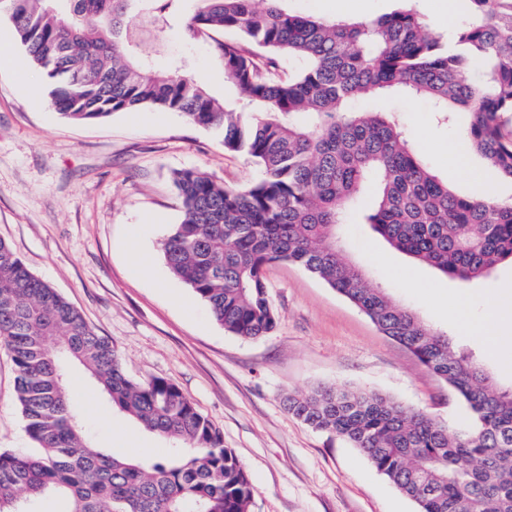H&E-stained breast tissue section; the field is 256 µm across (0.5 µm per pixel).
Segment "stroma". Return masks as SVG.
Segmentation results:
<instances>
[{
  "mask_svg": "<svg viewBox=\"0 0 512 512\" xmlns=\"http://www.w3.org/2000/svg\"><path fill=\"white\" fill-rule=\"evenodd\" d=\"M286 6L294 14L361 20L398 3L287 0ZM233 37L219 30L191 42L175 21L137 53L158 69L185 60L187 73L221 99L234 89L213 46ZM2 53L14 62L0 63V239L112 342L128 375L175 383L222 432L252 484L251 512H418L362 452L304 424L284 398L319 386L371 391L449 427L463 426L470 413L444 381L297 265L266 268L277 325L246 340L226 332L164 261L162 243L183 218L174 171L196 169L237 186L259 181L262 169L179 112L146 106L68 121L50 103L47 75L23 63L11 24L0 18ZM381 105L400 115L423 159L459 194L512 198V182L476 153L449 170L448 144L459 141V130L436 124L427 101L396 96ZM365 215L351 208L343 242L369 284L450 333L457 350L474 352L498 385L512 387V356H494L453 333L448 321L449 306L462 296L475 319L492 301L512 303V264L459 283L390 248ZM68 377L81 389L82 430L96 447L138 459L167 452L168 442L113 409L81 369L70 368ZM14 378L0 345V452L31 453Z\"/></svg>",
  "mask_w": 512,
  "mask_h": 512,
  "instance_id": "obj_1",
  "label": "stroma"
}]
</instances>
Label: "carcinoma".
<instances>
[{"label": "carcinoma", "instance_id": "cac0c4a2", "mask_svg": "<svg viewBox=\"0 0 512 512\" xmlns=\"http://www.w3.org/2000/svg\"><path fill=\"white\" fill-rule=\"evenodd\" d=\"M181 0H0L28 61L46 71L51 103L85 122L145 106L182 113L222 134L264 172L226 186L194 169L173 174L184 217L163 243L166 264L227 332L245 339L276 325L265 268L285 261L333 288L440 377L470 412L451 429L386 395L317 387L285 405L315 430L359 449L418 512H512V389L450 337L367 283L339 243L348 208L372 183L367 223L393 249L462 282L512 262V201L457 194L420 157L395 112H354L365 96L411 95L512 181V0H466V20L429 31L416 8L367 21L302 16L285 0H201L185 21L192 40L215 29L224 75L239 90L220 101L175 62L155 69L136 53L138 21L174 19ZM306 66L288 74L280 57ZM0 341L16 370V398L35 454L0 453V512H250L253 489L219 430L173 382L139 381L111 342L0 239ZM81 365L112 408L172 443L132 460L83 435L65 362Z\"/></svg>", "mask_w": 512, "mask_h": 512}]
</instances>
